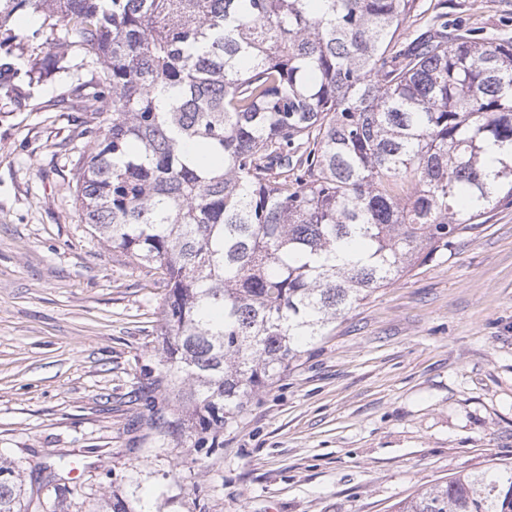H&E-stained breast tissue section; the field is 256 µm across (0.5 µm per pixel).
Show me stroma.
Wrapping results in <instances>:
<instances>
[{"instance_id":"35a3bbf8","label":"stroma","mask_w":512,"mask_h":512,"mask_svg":"<svg viewBox=\"0 0 512 512\" xmlns=\"http://www.w3.org/2000/svg\"><path fill=\"white\" fill-rule=\"evenodd\" d=\"M449 28L512 37V0H416L406 37ZM25 54L64 30L14 21ZM23 103L0 100V460L28 512H389L457 473L512 463V206L340 316L198 453L166 413V288L83 224L68 185L77 112L94 73L72 48Z\"/></svg>"}]
</instances>
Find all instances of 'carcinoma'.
<instances>
[{
    "mask_svg": "<svg viewBox=\"0 0 512 512\" xmlns=\"http://www.w3.org/2000/svg\"><path fill=\"white\" fill-rule=\"evenodd\" d=\"M416 0H0V99L72 47L95 91L69 183L81 222L166 283L151 416L198 448L339 316L512 205V39L406 46ZM65 35L26 69L19 12ZM112 119H102L105 112ZM0 512H24L0 461ZM391 512H512V464L454 474Z\"/></svg>",
    "mask_w": 512,
    "mask_h": 512,
    "instance_id": "1",
    "label": "carcinoma"
}]
</instances>
